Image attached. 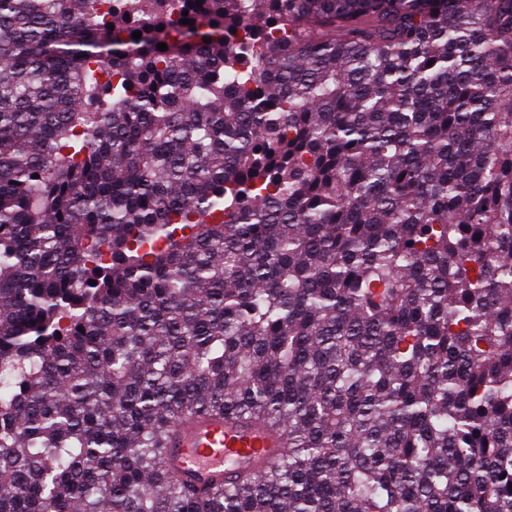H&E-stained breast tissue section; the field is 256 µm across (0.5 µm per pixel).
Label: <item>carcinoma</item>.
<instances>
[{
  "label": "carcinoma",
  "mask_w": 512,
  "mask_h": 512,
  "mask_svg": "<svg viewBox=\"0 0 512 512\" xmlns=\"http://www.w3.org/2000/svg\"><path fill=\"white\" fill-rule=\"evenodd\" d=\"M0 512H512V0H0ZM280 434L262 424L240 425L230 420L193 418L176 424L171 451V470L197 485L219 484L229 476L224 460L238 458L254 473L279 454Z\"/></svg>",
  "instance_id": "obj_1"
}]
</instances>
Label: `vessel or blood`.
<instances>
[{
	"label": "vessel or blood",
	"mask_w": 512,
	"mask_h": 512,
	"mask_svg": "<svg viewBox=\"0 0 512 512\" xmlns=\"http://www.w3.org/2000/svg\"><path fill=\"white\" fill-rule=\"evenodd\" d=\"M281 446L279 433L259 423L245 426L227 419L193 418L174 428L171 470L198 485L218 484L228 477L226 457L238 458L259 475Z\"/></svg>",
	"instance_id": "1"
}]
</instances>
